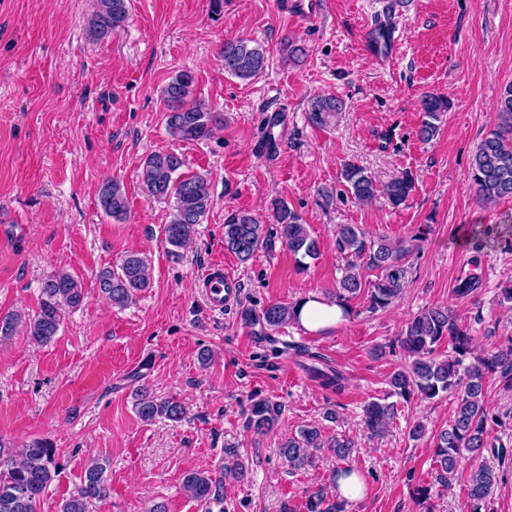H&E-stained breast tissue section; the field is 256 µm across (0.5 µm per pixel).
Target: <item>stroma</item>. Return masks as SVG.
<instances>
[{
  "mask_svg": "<svg viewBox=\"0 0 512 512\" xmlns=\"http://www.w3.org/2000/svg\"><path fill=\"white\" fill-rule=\"evenodd\" d=\"M277 2L226 0L217 14L211 0H131L123 28L95 42L87 35L94 0H0V312H35L43 281L61 269L87 294L48 345L22 330L0 341V442L45 439L56 450L59 473L42 512H57L95 461L106 467L108 494L93 512H281L285 503L306 512L311 492H333L338 462L324 450L314 467L289 470L278 448L305 424L356 444L348 463L364 496L346 512H423L421 485L432 489L433 512H467L469 460L440 475L429 441L448 425L453 401L399 402L380 437L369 434L363 407L407 364L391 345L425 307L456 311L474 338L468 362L512 336V311L498 297L512 281V199L481 204L468 177L474 148L498 121L500 92L512 84V0H408L396 10L391 0H326L316 26ZM385 16L399 41L381 63L364 42ZM236 37L268 51L252 80L224 71L221 48ZM287 38L307 48L302 62L285 60ZM182 70L194 73L197 99L224 117L209 138L182 141L167 130L163 90ZM428 92L451 108L425 143L418 100ZM323 94L345 110L317 127L308 108ZM270 135L276 147L267 153ZM159 151L181 156L183 173L206 175L213 198L177 259L161 233L171 205L148 195L140 177L143 159ZM346 164L380 187L411 177L414 191L399 207L382 194L358 202L339 191ZM110 179L128 199L121 221L98 205ZM323 188L338 193L328 209L317 202ZM275 198L319 243L306 266L277 243L245 264L224 247L226 211L246 209L269 225ZM340 224L371 236L422 233L403 297L372 313L361 295L334 328L291 323L264 340L243 311L333 291L344 267L333 248ZM131 250L147 256L151 286L119 309L100 295L96 275ZM215 262L240 281L221 312L208 308L198 280ZM472 275L477 288L458 297L459 280ZM312 354L343 373L341 392L311 379ZM143 387L180 401L184 418L141 421L134 393ZM485 395L493 437L512 448V390L490 374ZM263 398L282 415L277 429L257 435L245 416ZM418 420L428 436L414 441L408 431ZM231 451L245 462V479L225 483L223 503L210 508L188 498L183 474L218 469Z\"/></svg>",
  "mask_w": 512,
  "mask_h": 512,
  "instance_id": "1",
  "label": "stroma"
}]
</instances>
